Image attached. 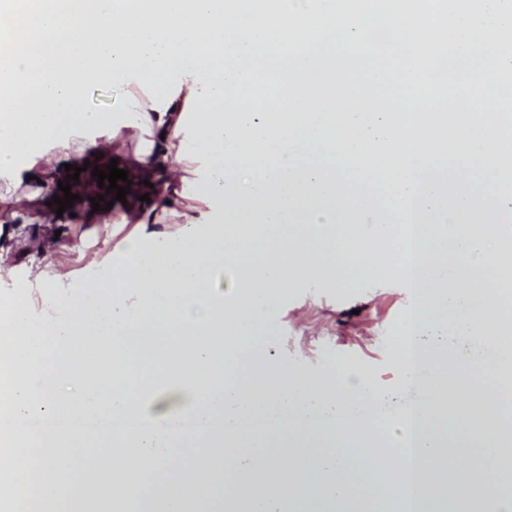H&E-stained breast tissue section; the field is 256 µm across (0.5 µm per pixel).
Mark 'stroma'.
I'll list each match as a JSON object with an SVG mask.
<instances>
[{"label": "stroma", "instance_id": "1", "mask_svg": "<svg viewBox=\"0 0 512 512\" xmlns=\"http://www.w3.org/2000/svg\"><path fill=\"white\" fill-rule=\"evenodd\" d=\"M148 94L146 76L127 77L108 86H86L82 106L121 119L129 100ZM126 135L124 142L115 143L99 131H88L96 147L81 153L66 154L46 142L22 158L14 171L0 172V222L23 227L22 233L6 235L0 245V299L23 297L38 316L43 312L42 294L54 277L78 291L121 263L116 245L147 220L150 203L118 201L99 213L77 201L69 214L60 216L51 200L66 178V166L80 167L99 156L117 161L129 175L158 189L178 179V163L152 167L139 162L138 133L130 128ZM418 303L416 289L398 276L299 279L278 293L265 316L259 336L262 358L272 370L330 373L334 393L320 407L325 417L345 413L336 395L345 390L348 374L365 375L376 385L380 409L391 415L385 433L390 442H398L401 417L414 391L401 375L397 338Z\"/></svg>", "mask_w": 512, "mask_h": 512}]
</instances>
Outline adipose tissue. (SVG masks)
<instances>
[{"label": "adipose tissue", "mask_w": 512, "mask_h": 512, "mask_svg": "<svg viewBox=\"0 0 512 512\" xmlns=\"http://www.w3.org/2000/svg\"><path fill=\"white\" fill-rule=\"evenodd\" d=\"M140 74L152 89L150 103L129 107L132 126L151 138L141 162L202 155L211 167L181 208L165 197L154 207L156 223L184 225L180 240L150 249L146 233L131 234L110 278L47 294L46 308H70L69 321L50 327L22 299L0 302V456L30 424L62 412L130 418L171 372L178 386L159 400L154 425L112 444L128 460L119 486L126 512L155 503L193 512L223 497L228 481L234 499L254 500L258 512H334L360 496L354 466L377 474L384 433L366 421L339 429L311 419L331 376L266 371L256 331L278 290L299 277L399 275L408 263L421 301L401 339V366L409 380L420 365L435 370L427 401L412 412L416 492L432 512L479 500L512 512L499 475L512 468L502 397L480 392L472 363L449 355L447 343L420 339L430 320L448 317L491 352L487 373L512 384V181L477 177L506 168L498 147L377 143L371 131L344 127L338 95H316L325 78L315 15L301 0L284 9L278 0H0V171L46 140L84 150L65 135L75 123L122 139L110 113L81 110L82 90ZM201 201L224 211L198 234ZM361 224L389 241L388 254L364 249ZM228 263L239 276L224 304L207 271ZM50 334L59 338L52 348L43 343ZM107 376L105 398L98 384ZM463 396L477 406L466 441L498 469L488 480L461 462L460 449L443 453L436 424ZM228 401L256 421L252 440L264 442L269 423L284 421L292 441L245 459L226 450L215 423ZM341 430L357 447L325 458L324 442ZM41 436L56 450L33 462L49 500L78 459L71 435L47 428ZM184 438L187 454L177 449Z\"/></svg>", "instance_id": "adipose-tissue-1"}]
</instances>
